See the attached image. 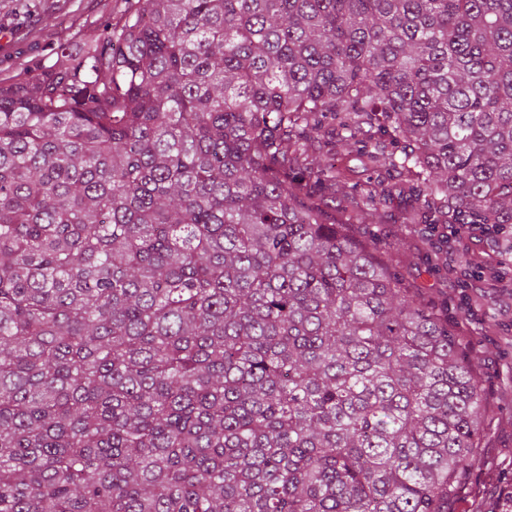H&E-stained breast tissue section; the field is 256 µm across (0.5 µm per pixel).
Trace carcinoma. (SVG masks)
<instances>
[{"label":"carcinoma","mask_w":512,"mask_h":512,"mask_svg":"<svg viewBox=\"0 0 512 512\" xmlns=\"http://www.w3.org/2000/svg\"><path fill=\"white\" fill-rule=\"evenodd\" d=\"M60 55L0 86V512H448L487 390L308 150L512 261V0H137Z\"/></svg>","instance_id":"carcinoma-1"}]
</instances>
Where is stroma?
Masks as SVG:
<instances>
[{
    "label": "stroma",
    "mask_w": 512,
    "mask_h": 512,
    "mask_svg": "<svg viewBox=\"0 0 512 512\" xmlns=\"http://www.w3.org/2000/svg\"><path fill=\"white\" fill-rule=\"evenodd\" d=\"M125 8V0H0V85L52 69L59 48L82 51L108 25L121 24ZM320 141L335 149L341 183L333 192L311 185V201L329 202L330 214L349 224L358 239L377 241L407 286L447 310L457 335L470 346L494 401L483 438L489 470L462 487L448 509L495 512L501 494L512 492V399L501 395L504 385H512V291L484 293L472 283L496 270L498 244L465 235L448 251L433 249L420 223L418 192L404 172L394 173L377 218L363 219L358 203L369 188L368 171L344 144H333L325 134Z\"/></svg>",
    "instance_id": "35a3bbf8"
}]
</instances>
